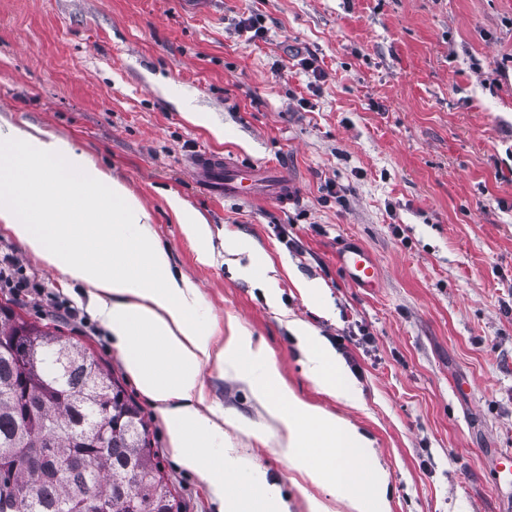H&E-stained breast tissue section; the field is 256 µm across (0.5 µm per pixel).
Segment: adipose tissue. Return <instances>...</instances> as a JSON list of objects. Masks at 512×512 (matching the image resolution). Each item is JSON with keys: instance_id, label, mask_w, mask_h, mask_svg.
<instances>
[{"instance_id": "adipose-tissue-1", "label": "adipose tissue", "mask_w": 512, "mask_h": 512, "mask_svg": "<svg viewBox=\"0 0 512 512\" xmlns=\"http://www.w3.org/2000/svg\"><path fill=\"white\" fill-rule=\"evenodd\" d=\"M169 208L202 258L213 253L205 219L177 196ZM0 225L73 284L108 329L128 373L164 419L174 457L197 474L222 512H288L278 486L224 445V410L205 407L203 365L234 372L284 430L282 454L349 512H388L385 473L369 439L290 393L266 350L231 326L223 346L198 316L199 292L176 276L140 200L90 155L34 127L0 122ZM294 332L309 376L355 401L357 389L303 323Z\"/></svg>"}]
</instances>
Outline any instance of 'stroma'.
Returning a JSON list of instances; mask_svg holds the SVG:
<instances>
[{
    "instance_id": "obj_1",
    "label": "stroma",
    "mask_w": 512,
    "mask_h": 512,
    "mask_svg": "<svg viewBox=\"0 0 512 512\" xmlns=\"http://www.w3.org/2000/svg\"><path fill=\"white\" fill-rule=\"evenodd\" d=\"M251 16L263 37L240 28ZM188 111L208 113L223 139ZM0 117L71 140L126 184L217 340L235 320L297 397L371 441L389 512H512V479L497 472L512 448V0H0ZM203 148L283 167L299 200L213 198L187 167ZM171 194L206 219L213 259L185 238ZM347 241L377 258L381 288L339 271ZM1 251L41 294L0 288V302L99 359L141 406L187 512H219L170 453L86 288L0 228ZM253 260L269 266L265 284L242 275ZM297 321L335 350L357 404L307 376ZM202 375L208 402L268 424L234 373ZM278 441L274 427L262 441L224 429L288 512H309L324 492Z\"/></svg>"
}]
</instances>
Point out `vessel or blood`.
Here are the masks:
<instances>
[{"label": "vessel or blood", "instance_id": "1", "mask_svg": "<svg viewBox=\"0 0 512 512\" xmlns=\"http://www.w3.org/2000/svg\"><path fill=\"white\" fill-rule=\"evenodd\" d=\"M190 164L202 182L227 198L286 206L299 196L296 181L274 164L247 163L204 149L191 157ZM337 262L352 284L369 290L378 287L377 262L364 246L344 243Z\"/></svg>", "mask_w": 512, "mask_h": 512}]
</instances>
